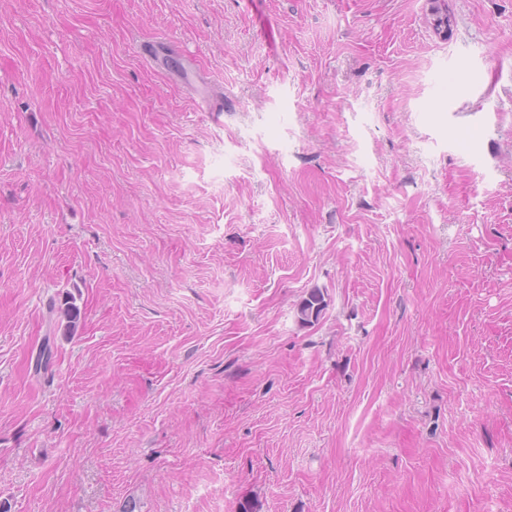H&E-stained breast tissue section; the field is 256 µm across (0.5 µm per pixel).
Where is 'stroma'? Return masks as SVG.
I'll use <instances>...</instances> for the list:
<instances>
[{
    "label": "stroma",
    "instance_id": "obj_1",
    "mask_svg": "<svg viewBox=\"0 0 512 512\" xmlns=\"http://www.w3.org/2000/svg\"><path fill=\"white\" fill-rule=\"evenodd\" d=\"M243 503L512 512V0H0V512ZM326 307L324 295L316 290L305 298L297 309L298 319L302 323L317 321Z\"/></svg>",
    "mask_w": 512,
    "mask_h": 512
}]
</instances>
